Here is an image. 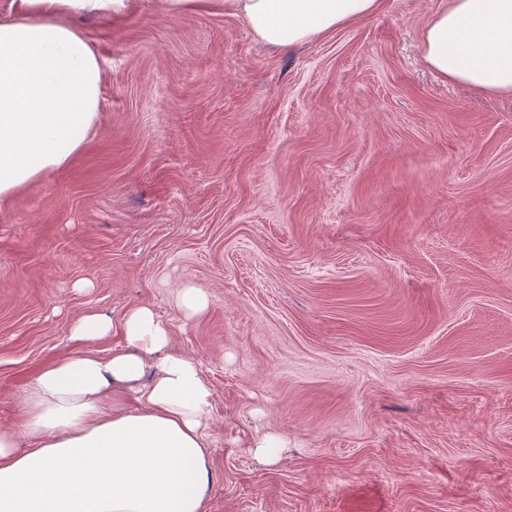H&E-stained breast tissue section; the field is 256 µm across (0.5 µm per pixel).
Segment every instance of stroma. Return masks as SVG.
<instances>
[{"label":"stroma","mask_w":512,"mask_h":512,"mask_svg":"<svg viewBox=\"0 0 512 512\" xmlns=\"http://www.w3.org/2000/svg\"><path fill=\"white\" fill-rule=\"evenodd\" d=\"M447 4L289 51L162 0L82 20L99 123L0 205V430L28 447L31 380L147 304L213 388L205 512H512V96L423 62ZM112 334V321L100 314L89 313L78 318L71 330L74 341L86 343Z\"/></svg>","instance_id":"35a3bbf8"}]
</instances>
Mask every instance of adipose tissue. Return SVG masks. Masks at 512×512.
I'll use <instances>...</instances> for the list:
<instances>
[{
  "mask_svg": "<svg viewBox=\"0 0 512 512\" xmlns=\"http://www.w3.org/2000/svg\"><path fill=\"white\" fill-rule=\"evenodd\" d=\"M169 12L221 6L254 38L292 48L377 12L382 0H164ZM132 0H9L0 16V203L67 163L99 118L104 71L77 26ZM424 62L467 89L512 95V0H448L420 36ZM126 344L40 371L26 431H0V512H204L213 389L146 305ZM135 407H128V400Z\"/></svg>",
  "mask_w": 512,
  "mask_h": 512,
  "instance_id": "1",
  "label": "adipose tissue"
}]
</instances>
